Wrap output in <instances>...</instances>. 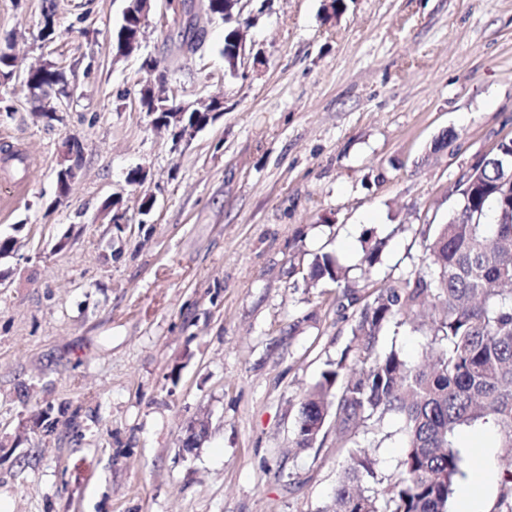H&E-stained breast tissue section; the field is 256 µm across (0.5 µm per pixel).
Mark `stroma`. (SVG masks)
<instances>
[{
    "mask_svg": "<svg viewBox=\"0 0 512 512\" xmlns=\"http://www.w3.org/2000/svg\"><path fill=\"white\" fill-rule=\"evenodd\" d=\"M125 6L0 0V48L18 58L0 83V236L16 241L0 258V500L317 512L347 452L331 421L295 447L299 400L373 289L422 270L451 188L512 137V0H343L332 19L325 0H243L234 73L204 0H153L140 50L115 58ZM147 56L174 104L222 101L190 142L143 111ZM43 63L69 91L52 123L23 81ZM115 198L119 227L103 213ZM378 241L364 275L356 258ZM321 253L349 266L348 291L307 287Z\"/></svg>",
    "mask_w": 512,
    "mask_h": 512,
    "instance_id": "1",
    "label": "stroma"
}]
</instances>
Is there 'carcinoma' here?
I'll use <instances>...</instances> for the list:
<instances>
[{
    "mask_svg": "<svg viewBox=\"0 0 512 512\" xmlns=\"http://www.w3.org/2000/svg\"><path fill=\"white\" fill-rule=\"evenodd\" d=\"M62 83L46 64L27 76L26 87L47 96ZM511 157L512 139L457 183L464 210L423 232L427 272L377 289L351 329V361L327 363L303 394L296 447H313L332 415L348 453L319 512H448V501L464 491L465 459L456 445L464 432H494L512 459V197L501 192ZM306 279L339 287L346 270L331 255H317ZM438 309L443 315L415 322ZM414 322L426 338V360L379 348L388 327ZM392 413L405 451L397 471L382 475L375 448L359 438ZM498 509L512 512V468L502 473Z\"/></svg>",
    "mask_w": 512,
    "mask_h": 512,
    "instance_id": "1",
    "label": "carcinoma"
}]
</instances>
